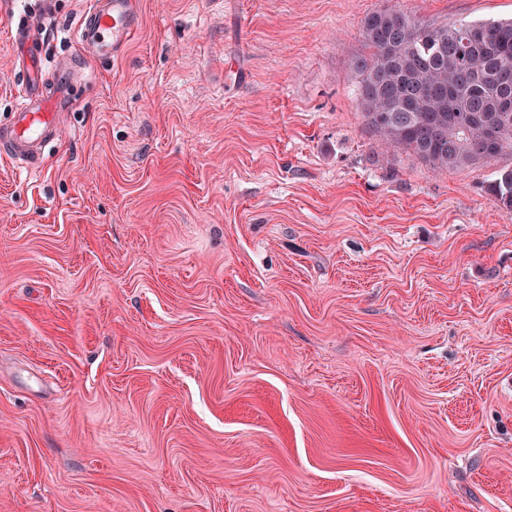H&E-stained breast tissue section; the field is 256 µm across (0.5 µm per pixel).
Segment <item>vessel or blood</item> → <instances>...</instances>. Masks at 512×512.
<instances>
[{
    "label": "vessel or blood",
    "instance_id": "b4317fda",
    "mask_svg": "<svg viewBox=\"0 0 512 512\" xmlns=\"http://www.w3.org/2000/svg\"><path fill=\"white\" fill-rule=\"evenodd\" d=\"M139 25L135 0H90L73 36L91 56L113 58L129 45ZM12 37L24 49L22 83L11 120L0 125V153L34 169L43 150L57 139L60 112L72 104L74 71L44 73L42 43L31 25H17Z\"/></svg>",
    "mask_w": 512,
    "mask_h": 512
}]
</instances>
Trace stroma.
<instances>
[{"mask_svg": "<svg viewBox=\"0 0 512 512\" xmlns=\"http://www.w3.org/2000/svg\"><path fill=\"white\" fill-rule=\"evenodd\" d=\"M0 0L77 102L38 169L0 155V512H512V217L496 164L365 129L373 11L512 0ZM135 0H91L73 36L88 54L114 61L136 35L140 18ZM487 192L503 213L512 217V168H501L496 178L487 185Z\"/></svg>", "mask_w": 512, "mask_h": 512, "instance_id": "35a3bbf8", "label": "stroma"}]
</instances>
